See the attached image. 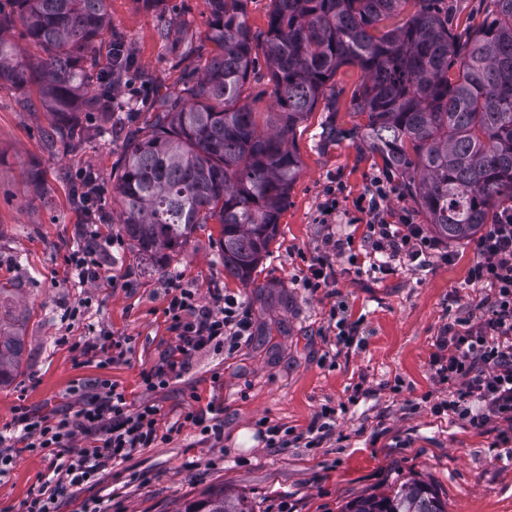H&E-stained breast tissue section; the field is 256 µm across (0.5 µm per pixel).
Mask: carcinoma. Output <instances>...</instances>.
Instances as JSON below:
<instances>
[{
  "mask_svg": "<svg viewBox=\"0 0 512 512\" xmlns=\"http://www.w3.org/2000/svg\"><path fill=\"white\" fill-rule=\"evenodd\" d=\"M415 10L391 28L389 19ZM440 0H272L258 39L248 0H207L201 41L181 29L182 58L205 59L201 75L159 99L150 123L132 130L112 192L118 223L145 256L183 245L195 227L220 225L224 270L248 283L279 230L302 163L289 136L313 111L336 71L363 72L350 100L365 119L360 139L401 179L426 213L430 231L462 241L512 203V0L466 38L448 28ZM22 27L40 52L23 55L5 34ZM108 40L101 67L97 43ZM123 34L112 28L109 0H5L0 3V89L28 92L49 116L47 141L73 145L76 115L112 123V102L89 87L112 82ZM214 45L203 57L205 43ZM263 56L273 110L258 125L243 89ZM21 339L0 333V385L19 366ZM177 512H251L222 488L183 502ZM343 512H447L431 484L404 481L384 494L348 502Z\"/></svg>",
  "mask_w": 512,
  "mask_h": 512,
  "instance_id": "cac0c4a2",
  "label": "carcinoma"
}]
</instances>
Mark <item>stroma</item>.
Returning a JSON list of instances; mask_svg holds the SVG:
<instances>
[{
  "mask_svg": "<svg viewBox=\"0 0 512 512\" xmlns=\"http://www.w3.org/2000/svg\"><path fill=\"white\" fill-rule=\"evenodd\" d=\"M449 25L460 37L480 25L492 0H445ZM112 23L126 36L133 66L113 83L114 115L126 129L152 114L156 93L182 86L192 61H178L165 29L190 23L208 31L206 0H165L153 9L139 0H111ZM362 80L354 65L341 67L325 96L293 131L302 169L279 219L269 255L249 283L227 274L218 244L220 226L204 224L166 258L144 257L123 236L120 204L112 194V168L125 148L124 132L98 137L95 112L79 115L86 136L74 151L50 148L46 114L16 90H0V330L22 337L17 378L0 387V429L18 408L49 414L69 405L71 389L108 378L134 404L149 402L163 414L165 436L154 447L105 469L96 481L70 488L59 512H175L212 488L243 496L253 512H342L348 501L390 490L411 477L430 482L448 512H512V442L490 423L437 417L432 406L448 395L429 361L448 322L478 314L484 296L470 284L472 240L448 243L455 259L413 269L370 270L366 226L375 178L387 183L388 222L407 213L428 219L400 180L372 155L356 132L350 110ZM97 177L109 217L88 223L74 202L81 172ZM335 203L331 223L321 221ZM119 238L97 281L80 282L68 258L94 238ZM349 239L333 259L336 280L310 292L302 281L328 239ZM176 277L195 288L200 303L210 289L241 300L252 335L234 350L203 351L167 388L148 392L140 373L176 344L164 313L162 284ZM344 304L361 343L345 345L329 325V311ZM132 339L129 362L104 368L84 364L71 344L87 326ZM224 407V435L200 442L194 429L169 432L189 406ZM336 410L335 427L319 447L297 440L267 447L256 422L266 419L301 434L321 406ZM47 471L43 455L23 453L0 475V512H24Z\"/></svg>",
  "mask_w": 512,
  "mask_h": 512,
  "instance_id": "obj_1",
  "label": "stroma"
}]
</instances>
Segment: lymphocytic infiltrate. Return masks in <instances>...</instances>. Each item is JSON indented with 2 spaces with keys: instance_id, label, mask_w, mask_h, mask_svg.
<instances>
[{
  "instance_id": "1",
  "label": "lymphocytic infiltrate",
  "mask_w": 512,
  "mask_h": 512,
  "mask_svg": "<svg viewBox=\"0 0 512 512\" xmlns=\"http://www.w3.org/2000/svg\"><path fill=\"white\" fill-rule=\"evenodd\" d=\"M373 241L371 266L382 272L394 264L427 266L452 260L436 240L409 219L368 226ZM471 284L485 288L483 312L475 319L448 324L436 339L430 365L448 382V397L433 405L436 415L495 422L512 430V211L499 212L475 241ZM164 310L177 344L160 361L140 373L148 391L165 388L191 363L196 352L221 351L249 337L251 317L243 302L214 290L210 304H200L195 289L180 280L165 283ZM79 352L86 362L101 366L128 362L127 337L89 328ZM75 410L55 416L21 413L0 432V473L19 452L50 456L49 472L26 502V512H57V502L69 488L93 480L109 465L128 459L158 440L160 410L144 403L132 406L124 388L109 379L76 386Z\"/></svg>"
}]
</instances>
